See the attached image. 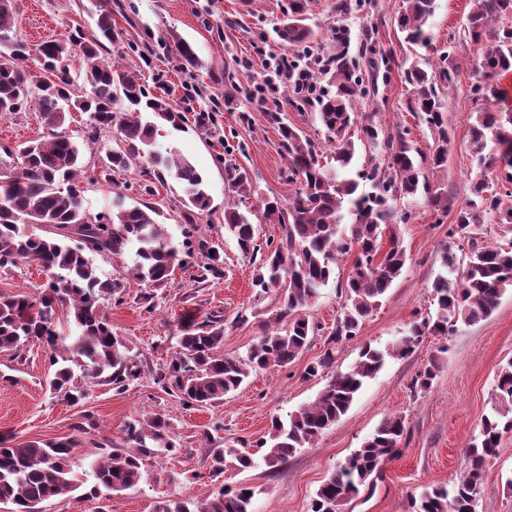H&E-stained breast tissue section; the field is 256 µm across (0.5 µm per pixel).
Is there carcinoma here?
<instances>
[{
	"mask_svg": "<svg viewBox=\"0 0 512 512\" xmlns=\"http://www.w3.org/2000/svg\"><path fill=\"white\" fill-rule=\"evenodd\" d=\"M308 3L288 0L275 27L283 44L315 42V32L306 24ZM374 7L372 0H336V13L345 18ZM435 8L436 0H403L397 28L404 42L431 43L427 23ZM14 14L15 0H0V35L11 31ZM94 25L88 36L76 27L67 42L46 41L33 53L23 42H0V55L9 57V66L0 67V114L24 112L33 102L46 129L43 138L16 146L13 154L0 158V267L36 262L52 274L34 294L0 292V353H16L36 340L45 343L50 364L56 367L52 386L59 391L73 379L75 366L93 379L108 370L109 381L119 386L138 376L127 346L101 312V300L116 295L120 284L100 280L93 257L121 256L133 245L134 278L159 286L184 265L188 254L185 244L175 242L159 220L161 207L156 202L129 205L126 196L115 191L108 212H87L85 193L98 179L82 177L83 151L66 131L67 115L89 114L91 140L98 131L115 127L116 145L105 151L100 174L105 182L146 156L157 181L170 177L180 184L185 223H196V217L211 207L206 182L187 159L153 150L164 127L182 129L185 115L166 94L150 92L140 70L104 58L108 45L122 35L112 24V11L97 9ZM460 42L473 48L482 71L483 79L470 88L473 101L505 99L499 80L512 73V0H471L462 34L448 41V51L437 63L414 59L403 67L404 80L411 86L407 110L417 113L433 134L426 152L412 147L405 128L387 131L371 119L358 121L354 103L378 91L380 66H389V55L367 38L353 45L345 25L332 28L327 43L317 44L311 63L317 81L328 85L314 100L324 144L316 145L284 122L281 113H267L288 156V182L295 185L287 198H265L259 204L266 223L283 226L284 238L275 246L258 244L255 224L239 210L238 204L254 195L255 185L248 170L233 160L230 144H224V183L238 199L224 209V229L244 256L260 258L253 286L264 294L277 291V306L266 321L276 327L263 330L243 357L224 354L221 326L203 325L180 334L169 373L183 405L214 404L238 389L249 371L293 364L319 331L305 309L333 279L340 260L349 257L351 264L346 279L336 283L345 302L333 340L357 336L363 321L382 305L407 262L393 223L397 203L411 205L424 199L437 224L448 215V190L432 185L428 174L448 165V116L442 97L457 86L458 73L449 58ZM175 55L182 70L198 63L191 44L180 38ZM354 127L358 141L379 151L380 163L356 166ZM468 150L475 171L467 199L448 226V238L458 244L445 246L441 253L444 273L432 284L435 314L413 322L408 333L385 350L364 346L354 367L337 374L313 401L287 419L273 418L268 435L255 444L212 452L213 475L224 473L228 456L240 469L259 460L271 469L277 467L334 425L387 359L412 354L425 337L446 336L460 321L487 318L500 298L512 291V243L505 249L490 242L485 228L494 220L512 230V112L477 109L469 126ZM494 169L497 174L491 180L487 171ZM366 184L370 190H360ZM23 218L38 230L22 232ZM198 246L207 259L200 265L199 279L223 276L219 252L205 242ZM458 249L465 251L463 264L457 262ZM58 307L67 312L64 324L55 320ZM332 362L333 351L328 350L304 368L303 378L318 376ZM436 369V362H430L416 374L413 385L429 389ZM509 411L512 362L498 374L494 414L482 418L479 435L468 446L470 466L450 487L424 490L412 501L414 512H475L483 467L496 457L502 433L512 428V419L501 420ZM168 427L158 414L130 424L127 447H113L95 463L93 493L103 490L110 495L135 486L144 459L158 451L147 441L161 443ZM405 429V416L387 417L319 487L312 512H340L368 477L399 451ZM77 445L74 438L24 443L0 439V504L12 505V512H37L44 501L80 488L69 465ZM253 497L251 488H222L205 501L175 500L163 512H252Z\"/></svg>",
	"mask_w": 512,
	"mask_h": 512,
	"instance_id": "obj_1",
	"label": "carcinoma"
}]
</instances>
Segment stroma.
Segmentation results:
<instances>
[{
	"mask_svg": "<svg viewBox=\"0 0 512 512\" xmlns=\"http://www.w3.org/2000/svg\"><path fill=\"white\" fill-rule=\"evenodd\" d=\"M112 21L123 30L124 41L112 47L109 60L138 67L147 87L164 83L176 107L192 113L215 112L212 125L169 131L158 138V151H177L190 158L204 175L212 210L199 217L192 239L213 243L223 260L218 279L199 280L204 258L193 253L169 282L159 287L132 280L129 270L134 248L118 258L95 257L101 280L123 283L120 297L102 302L114 331L138 363L140 374L123 388L106 378L90 379L75 373V387L86 396L70 403L49 386L54 373L48 349L34 344L15 356L0 353V437L23 443L80 438L70 467L82 479L78 490L51 498L42 512H162L169 501H200L221 487L250 486L256 491L253 512H311L316 492L327 477L361 446L387 417L402 414L406 430L399 452L387 459L371 483L346 501L341 512H411V499L424 489L445 486L467 466V447L474 440L496 397L497 373L512 361V293L502 296L493 313L476 323H457L445 336H429L408 357L387 360L367 382L349 411L310 447L271 469L264 464L240 470L227 467L221 477L209 473L207 454L217 448L241 447L267 435L273 416L312 401L337 372L348 370L363 344L384 349L405 336L410 325L433 311L431 285L441 273L440 253L448 242L447 225H438L425 205L412 209L409 221L397 229L408 261L389 289L383 305L366 319L356 338L333 342L343 300L335 284L323 288L309 308L320 326L307 349L288 368L253 372L240 388L212 405L185 407L173 389L168 368L177 350L179 330L218 322L224 328L223 350L244 355L262 333L265 312L275 293L261 294L252 281L257 265L241 255L224 229L225 137L246 148L241 161L259 192L247 200L259 242L280 241L283 229L266 224L258 209L259 197H287L288 159L267 115L279 112L313 141H321L312 108H298L295 96L277 91L261 96L257 83L269 75L271 59L287 56L304 61V47H288L274 28L287 0H104ZM402 0H376L371 15L349 20L353 38L375 28L379 45L390 49L392 70L381 83L377 100L356 105L359 115L384 128L408 127L414 146L425 150L430 131L406 108L410 88L399 70L406 59L434 61L448 44V34L460 31L468 0H437L428 23L432 42L410 47L402 40L396 18ZM12 36L38 47L48 40L66 41L74 28L91 30L95 0H15ZM190 42L202 67L181 70L174 59V38ZM453 63L458 85L448 112V167L436 173L433 184L445 185L453 207L467 196L468 129L475 104L470 86L476 80L470 47H456ZM45 130L35 109L0 115V138L16 146L40 139ZM332 351L334 361L321 376L305 380V365ZM438 371L431 388L412 389L415 375L429 363ZM162 414L170 423L173 453L145 459L138 484L105 497L91 494L92 464L106 444H122L128 425L146 415ZM476 512H512V430L503 433L498 454L485 466Z\"/></svg>",
	"mask_w": 512,
	"mask_h": 512,
	"instance_id": "stroma-1",
	"label": "stroma"
}]
</instances>
